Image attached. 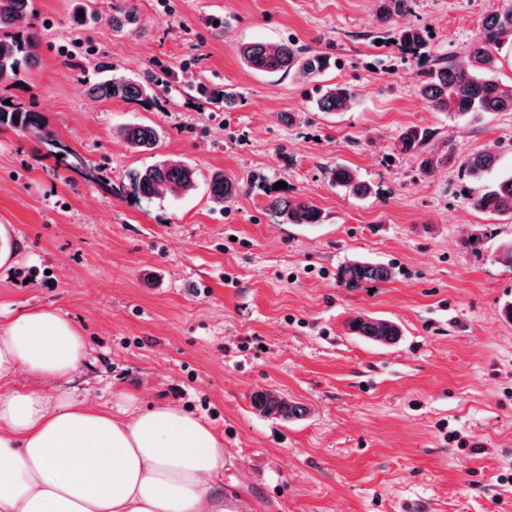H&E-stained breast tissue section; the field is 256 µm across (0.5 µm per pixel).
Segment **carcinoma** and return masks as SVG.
Masks as SVG:
<instances>
[{
    "label": "carcinoma",
    "mask_w": 512,
    "mask_h": 512,
    "mask_svg": "<svg viewBox=\"0 0 512 512\" xmlns=\"http://www.w3.org/2000/svg\"><path fill=\"white\" fill-rule=\"evenodd\" d=\"M379 19L383 22L402 16L411 9V0H378ZM33 10V0H0V85H13L37 65L35 53L38 35L24 32L23 22ZM134 0H121L112 14V27L122 28L136 19ZM397 41L409 57L422 58L428 65L420 72L418 95L439 112L466 115L471 112H512V84L498 82L491 76L499 63V50L512 48V0L483 15L476 38L460 59L437 55L430 45L428 30L424 27L405 26L399 29ZM237 54L249 69L269 76H293L305 85L314 86L317 109L321 112H342L349 109L357 90L349 85L334 84L322 87L319 79L340 61L326 52L299 45L294 40L270 44L249 42L238 46ZM105 76L91 83L90 95L95 100L119 98L150 106L155 101L157 78L148 75L131 80L112 73L102 65ZM7 126L36 134L40 128L39 115L29 109L16 107L0 109V127ZM119 135L126 144L138 151L151 150L159 135L149 125H127ZM434 137L429 128L408 127L398 136L401 152L420 158L419 168L432 175L448 162V156H437L427 146ZM496 146L464 155L459 171L464 177L480 179L497 162ZM195 170L181 160L165 159L147 167L131 178L134 194L143 197L159 196L168 191H187L193 188ZM332 182L356 196L373 192L371 185L362 181L355 171L339 167L332 171ZM211 194L217 203L234 199L238 182L218 173L211 179ZM473 207L497 214H512V176L502 177L472 200ZM275 210L285 214L290 224H318L321 210L308 200H275ZM392 270L382 264L363 259H351L339 271V283L345 288H357L363 283L386 282ZM349 331L381 345L395 344L402 336L400 326L391 320L358 315L348 322ZM251 405L261 414L290 421L307 413L305 405L290 400L277 392L259 390L250 397Z\"/></svg>",
    "instance_id": "carcinoma-1"
}]
</instances>
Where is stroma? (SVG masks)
<instances>
[{"instance_id": "1", "label": "stroma", "mask_w": 512, "mask_h": 512, "mask_svg": "<svg viewBox=\"0 0 512 512\" xmlns=\"http://www.w3.org/2000/svg\"><path fill=\"white\" fill-rule=\"evenodd\" d=\"M118 2L34 0L39 64L0 86V104L41 117L36 136L0 127V224L19 251L0 268V325L57 309L88 341L63 390L102 406L134 389L214 428L239 512H512V322L498 315L512 299V266L498 258L512 215L470 203L512 174V112L434 110L397 42L420 25L436 53L462 56L500 0H412L386 23L377 0H137L123 31L107 22ZM81 9L94 18L76 23ZM291 39L343 59L322 80L355 87L349 111H318L302 85L236 54ZM100 62L186 84L159 86L150 108L96 101ZM197 83L234 100L215 105ZM131 124L156 128L157 148H128L117 131ZM410 126L437 130L428 148L450 157L433 175L396 146ZM493 144L496 167L462 178L458 157ZM164 157L194 168V188L135 197L130 174ZM339 166L373 194L331 185ZM217 173L238 180L233 203L213 201ZM296 198L321 223L271 207ZM355 257L393 278L340 287ZM357 315L396 321L401 340L351 335ZM257 390L308 413L261 416ZM272 205L291 224H318L322 220L321 210L308 200H275Z\"/></svg>"}]
</instances>
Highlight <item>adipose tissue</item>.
Listing matches in <instances>:
<instances>
[{
	"mask_svg": "<svg viewBox=\"0 0 512 512\" xmlns=\"http://www.w3.org/2000/svg\"><path fill=\"white\" fill-rule=\"evenodd\" d=\"M87 350L52 308L0 326V512H233L223 439L198 418L127 390L109 409L46 394ZM22 373L30 384H17Z\"/></svg>",
	"mask_w": 512,
	"mask_h": 512,
	"instance_id": "ef3b65f1",
	"label": "adipose tissue"
}]
</instances>
